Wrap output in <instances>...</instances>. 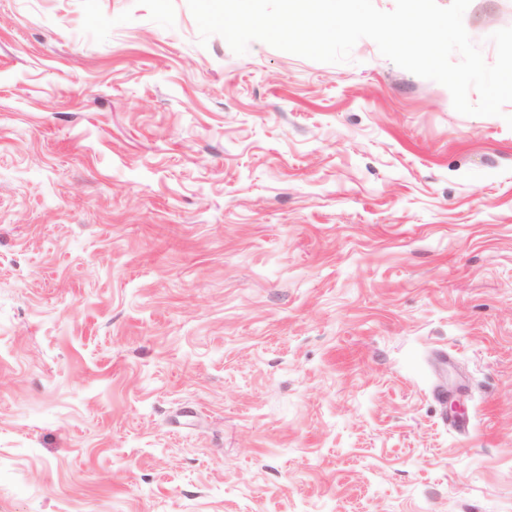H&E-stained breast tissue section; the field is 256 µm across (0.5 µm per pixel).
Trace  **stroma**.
Listing matches in <instances>:
<instances>
[{
  "label": "stroma",
  "instance_id": "obj_1",
  "mask_svg": "<svg viewBox=\"0 0 512 512\" xmlns=\"http://www.w3.org/2000/svg\"><path fill=\"white\" fill-rule=\"evenodd\" d=\"M198 39L0 0V512H512V103Z\"/></svg>",
  "mask_w": 512,
  "mask_h": 512
}]
</instances>
